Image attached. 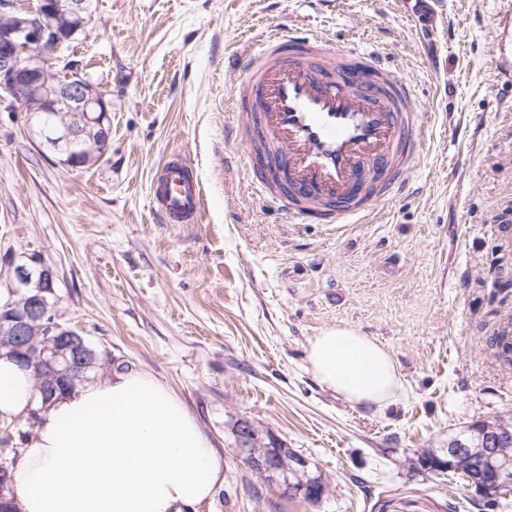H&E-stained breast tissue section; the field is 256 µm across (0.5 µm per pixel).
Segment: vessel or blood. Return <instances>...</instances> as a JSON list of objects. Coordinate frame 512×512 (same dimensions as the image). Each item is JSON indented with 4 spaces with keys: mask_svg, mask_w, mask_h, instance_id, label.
<instances>
[{
    "mask_svg": "<svg viewBox=\"0 0 512 512\" xmlns=\"http://www.w3.org/2000/svg\"><path fill=\"white\" fill-rule=\"evenodd\" d=\"M241 109L226 133L245 150L249 181L302 223L364 224L407 190L431 134L410 82L377 53L342 49L297 29L267 30L240 52ZM150 193L167 224L203 208L201 182L180 155Z\"/></svg>",
    "mask_w": 512,
    "mask_h": 512,
    "instance_id": "1",
    "label": "vessel or blood"
}]
</instances>
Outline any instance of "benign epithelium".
I'll use <instances>...</instances> for the list:
<instances>
[{"label":"benign epithelium","mask_w":512,"mask_h":512,"mask_svg":"<svg viewBox=\"0 0 512 512\" xmlns=\"http://www.w3.org/2000/svg\"><path fill=\"white\" fill-rule=\"evenodd\" d=\"M90 21L89 0H38L32 10H0V90L27 112L76 117L75 122L64 121L54 127L61 141H70L89 128L100 129L99 161L108 149L110 103L106 92L68 63L61 74L54 69L66 43L85 32ZM6 281L4 306L11 312L0 324V347L10 355H20L32 344L31 330L39 331L42 342L21 361L36 368L43 392L53 389L60 379L75 380L80 372L110 362L108 354L98 352L77 330L61 322L56 305L49 300L55 294L52 268L32 259L12 267ZM503 431L512 438L504 424L485 430L481 457L488 483L500 490L512 486V443L506 444ZM238 435L240 456L257 476L277 481L305 471L306 460L288 449H280L274 457L259 447L262 434L250 421L238 423ZM471 454L465 445L454 444L448 449V458L435 461L434 468L461 473L472 461Z\"/></svg>","instance_id":"1"}]
</instances>
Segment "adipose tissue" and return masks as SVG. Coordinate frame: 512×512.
<instances>
[{
  "instance_id": "obj_1",
  "label": "adipose tissue",
  "mask_w": 512,
  "mask_h": 512,
  "mask_svg": "<svg viewBox=\"0 0 512 512\" xmlns=\"http://www.w3.org/2000/svg\"><path fill=\"white\" fill-rule=\"evenodd\" d=\"M310 371L346 402L380 409L401 380L388 350L348 326L309 343ZM30 371L0 356V417L33 404ZM19 512H181L211 497L224 462L195 417L141 372L84 385L44 409L12 474Z\"/></svg>"
}]
</instances>
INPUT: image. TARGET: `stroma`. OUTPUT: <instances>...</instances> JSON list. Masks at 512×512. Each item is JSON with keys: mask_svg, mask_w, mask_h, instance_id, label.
<instances>
[{"mask_svg": "<svg viewBox=\"0 0 512 512\" xmlns=\"http://www.w3.org/2000/svg\"><path fill=\"white\" fill-rule=\"evenodd\" d=\"M387 56L433 132L409 189L368 224H293L224 139L243 73L228 62L276 27ZM65 60L107 91L105 157L76 168L0 91V269L35 256L56 309L112 364L147 373L197 418L224 481L189 512H512L430 469L468 426L512 422V0H94ZM203 184L198 222L165 224L149 199L166 156ZM349 326L392 355L403 385L354 406L308 368L309 341ZM247 419L308 462L317 501L238 456ZM37 426L0 418V461Z\"/></svg>", "mask_w": 512, "mask_h": 512, "instance_id": "obj_1", "label": "stroma"}]
</instances>
